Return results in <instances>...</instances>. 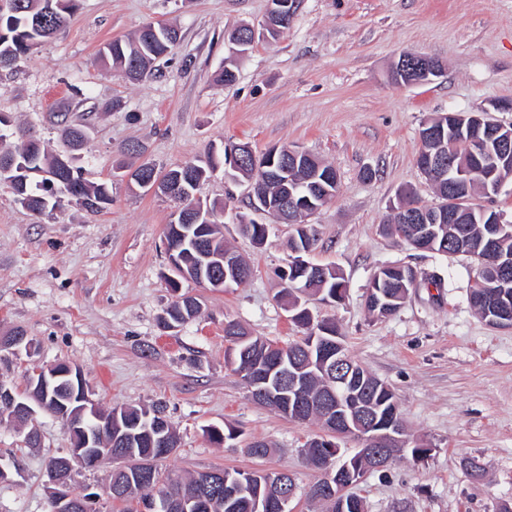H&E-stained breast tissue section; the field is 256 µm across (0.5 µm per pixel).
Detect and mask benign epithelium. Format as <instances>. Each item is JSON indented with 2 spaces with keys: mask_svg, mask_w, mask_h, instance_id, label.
Wrapping results in <instances>:
<instances>
[{
  "mask_svg": "<svg viewBox=\"0 0 512 512\" xmlns=\"http://www.w3.org/2000/svg\"><path fill=\"white\" fill-rule=\"evenodd\" d=\"M293 9L288 0H269L268 14L258 26L247 27V32L236 38L225 41L226 48L231 53L240 54V48L252 45L256 39H270L269 33H281V25L292 18ZM395 69L401 71L413 85L427 81L440 73L439 66L429 57L404 53L400 56ZM489 109L471 113H446L440 126L423 125L424 131L420 133L421 141L431 142L444 140V129L459 130L462 133L464 145L468 149V159L459 168H454V162L446 157V153L439 151L426 153L421 161L420 169L426 175L443 179L452 172H458V178L449 181L448 200L439 204L437 215L439 218L453 223L466 207L476 208L478 204L471 197H466L468 184L478 180L483 185L484 193L491 196L500 193L506 184L504 179H494L498 165L512 159V126H504L488 117ZM271 156L280 157L279 174L272 180L284 185L291 183L292 174L300 167H307L310 154L299 148H288L278 151L270 149ZM254 153L250 146L241 144L235 146L224 160V178H232V171L250 158ZM252 215L247 220L254 224L260 219L272 216L283 220L290 212L311 214L318 210L310 200L297 201L293 193L273 201L269 195L260 192L251 195ZM310 232L304 224L296 225V233L290 240V250L293 254L289 266L296 272L308 273L310 278L317 279L324 276L325 267L314 265L305 259L312 250L309 243ZM495 239L490 238L484 244L470 248L459 246V250L469 256L487 260L494 255ZM199 251L205 259L216 260V265L224 269V275H214L209 280L190 276L185 269L176 263V257L170 258V266L177 269V273L187 280L199 283L209 288H229L233 284H240L247 279L246 267L243 260L232 252L224 254L212 253L213 247L198 244ZM471 303L481 309L491 326L512 328V315L507 307L499 301V292L484 288L480 285L472 288ZM393 297L385 294L380 287V274H375L368 288L367 304L381 309L386 313L394 307ZM0 348L8 350L11 354L26 351L32 354L34 345L27 336L16 331L9 336L0 337ZM325 361L336 365V384L329 389V395L317 403L312 402L306 394V377L295 373L278 375L277 388L270 386L272 374L277 367H248V388L252 399L256 402H269L272 408L282 414L293 417L298 421H305L306 415L313 407H318L322 424L327 430V436H342L358 428L368 432V443L358 449L353 455L338 459L334 465L325 467L321 464V450L308 444V457L322 472L321 481L310 491V495L329 507V512H364L363 501L349 493V489L365 481L368 474L378 468L386 466L391 458L387 445L402 441L404 433L403 420L395 415L380 414L374 400L369 397L373 390L388 386L380 381L368 384L366 394L355 390L359 375L345 371L344 358L335 355V342L331 341L325 346ZM67 378L79 387L80 398L85 401L81 409L74 413L68 410L55 413L66 429L73 431L79 428V416L87 410L98 412L93 405L91 393L78 368L68 363H58L48 370L35 368L27 379V393L23 394L11 387L0 383V413L10 415L16 422L29 424L36 423V415L45 409V400L49 396V387L52 380ZM141 435L150 439L154 444L168 445L162 426L145 423ZM104 458L123 460L125 455L121 449L112 448V444L102 441V435L96 433L92 436H81L72 439L71 456L54 460L48 469L52 488L50 491L51 512H90L101 502V496L96 492H87L83 496H74L70 493V472L73 463L84 468L95 466ZM281 491L275 496L264 500L260 512H288V503L293 498L296 485L293 478L286 472H277L270 476Z\"/></svg>",
  "mask_w": 512,
  "mask_h": 512,
  "instance_id": "7a95c632",
  "label": "benign epithelium"
}]
</instances>
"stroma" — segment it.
<instances>
[{
    "label": "stroma",
    "instance_id": "stroma-1",
    "mask_svg": "<svg viewBox=\"0 0 512 512\" xmlns=\"http://www.w3.org/2000/svg\"><path fill=\"white\" fill-rule=\"evenodd\" d=\"M278 38L257 41L236 59L233 84L220 81L226 30L263 21L268 0H79L66 30L30 58L0 70V113L56 147L63 125L88 129L86 176L112 183L109 209L63 202L35 215L0 183V336L23 331L31 355L0 362V382L24 387L33 368L78 366L105 410L163 406L179 443L157 462L186 478L215 468L285 470L297 494L290 512H324L308 488L320 474L305 459L324 430L255 403L225 361L224 323L283 345L304 328L288 318L280 278L290 225L269 221L254 244L235 217L249 214L248 181L216 173L197 195L223 206L226 244L251 265L240 286L212 290L185 281L201 312L169 330L160 317L174 300L164 234L172 202L130 187L128 143L141 161L168 169L205 161L211 148L249 144L255 153L297 147L337 172L335 199L306 221L317 241L310 262L338 268L343 302L309 301L335 323L348 354L387 384L411 441L431 445L421 461L398 454L355 487L365 512H497L512 507V329L482 320L469 301L478 262L417 251L384 234L392 206L407 191L437 203L417 164L419 132L431 117L512 101V0H295ZM176 26L181 40L141 83L110 69L100 51L143 25ZM437 60L443 73L404 86L391 69L404 52ZM400 263L420 283L386 317L365 300L374 274ZM440 286L428 285L430 277ZM40 441L0 424V462L14 465L0 483V512H49L46 466L71 445L62 422L37 414ZM230 426L242 442L218 445L206 427ZM273 452L248 456L244 442ZM479 463L483 478L466 461Z\"/></svg>",
    "mask_w": 512,
    "mask_h": 512
}]
</instances>
